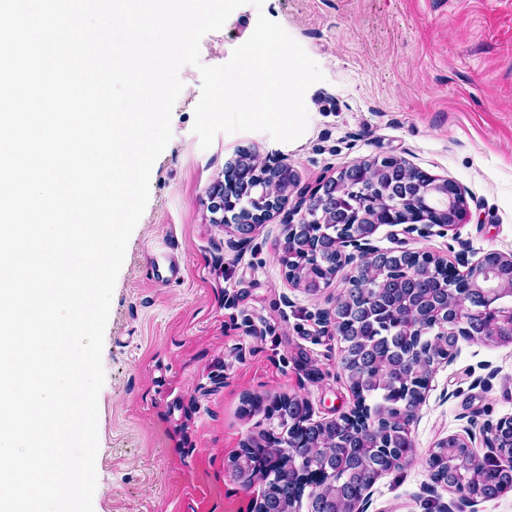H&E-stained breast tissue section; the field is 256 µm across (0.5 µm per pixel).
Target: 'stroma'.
<instances>
[{
    "mask_svg": "<svg viewBox=\"0 0 512 512\" xmlns=\"http://www.w3.org/2000/svg\"><path fill=\"white\" fill-rule=\"evenodd\" d=\"M280 23L325 75L305 103V134L192 132L201 77L183 67L173 137L155 161L147 207L117 276L104 333L93 512H251L265 490L233 461L267 430L248 397L290 395L316 421L354 405L343 343L322 320L350 268L316 293L294 288L280 257L287 229L257 225L236 249L209 195L239 150L285 159L299 188L354 162L393 156L458 183L467 215L447 233L380 226L382 252L477 260L512 254V0H263L235 10L200 41L204 64L226 63L258 15ZM174 247L181 272L149 258ZM512 418V345L460 340L410 425L414 454L377 479L366 512H444L456 497L426 460L438 441Z\"/></svg>",
    "mask_w": 512,
    "mask_h": 512,
    "instance_id": "35a3bbf8",
    "label": "stroma"
}]
</instances>
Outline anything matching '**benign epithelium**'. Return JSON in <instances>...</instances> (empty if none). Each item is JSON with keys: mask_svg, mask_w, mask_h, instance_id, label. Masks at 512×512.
<instances>
[{"mask_svg": "<svg viewBox=\"0 0 512 512\" xmlns=\"http://www.w3.org/2000/svg\"><path fill=\"white\" fill-rule=\"evenodd\" d=\"M289 167L280 162L258 164L253 154H242L229 166L225 183L213 188L211 210L229 212L227 204H236L243 191L256 188L266 195L267 206L260 212H235L234 231L240 239L229 241L238 247L258 224L274 216H282L288 228V250L306 252L312 249L313 237L319 236L315 228L320 224H354L359 230L349 237L336 241L339 268L365 259L374 271L385 274L392 265L395 254L380 252L371 244V236L381 225H404V232L424 237L434 226L448 231L458 225L466 215L465 199L459 184L431 176L402 159L384 157L354 163L315 188L297 189L292 177H287ZM362 181L370 187L371 195L357 207L346 209L336 202L348 193L350 186ZM299 220H294L295 215ZM448 270V290L456 297V306L445 325L450 336L468 340L492 341L512 344V303L504 299L512 295V255L490 251L476 261L459 256L456 262L441 263ZM288 280L310 293H317L330 285L331 280L316 277H295ZM302 400L292 396H279L269 400L275 414L300 411ZM511 420L488 422L482 427L484 453L472 446V432L454 434L449 439L457 447L467 449L469 461L483 469H494L512 483V455L501 450L502 440Z\"/></svg>", "mask_w": 512, "mask_h": 512, "instance_id": "1", "label": "benign epithelium"}]
</instances>
